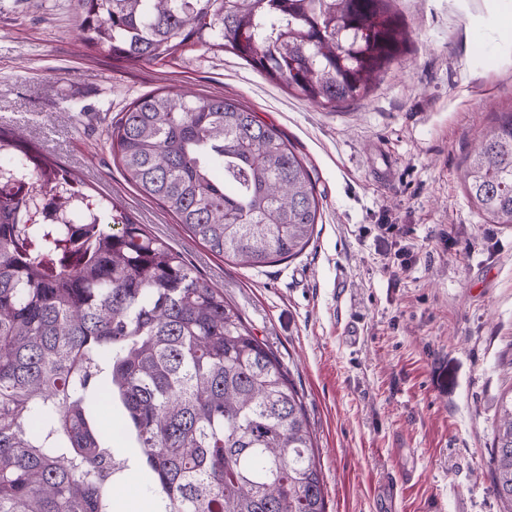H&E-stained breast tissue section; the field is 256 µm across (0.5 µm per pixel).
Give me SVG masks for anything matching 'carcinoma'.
<instances>
[{
    "label": "carcinoma",
    "instance_id": "obj_1",
    "mask_svg": "<svg viewBox=\"0 0 512 512\" xmlns=\"http://www.w3.org/2000/svg\"><path fill=\"white\" fill-rule=\"evenodd\" d=\"M84 44L119 63L192 39L325 108L364 97L404 53L392 0H76ZM125 177L209 250L260 268L301 254L315 182L238 101L170 91L134 101L110 134ZM0 512H112L103 408L117 404L157 512H326L302 397L224 293L118 205L79 191L18 129L0 130ZM60 175L44 224L29 182ZM464 188L512 225V113L469 153ZM92 210L97 224L79 222ZM109 216L115 231L104 229ZM492 491L512 506V396L501 400Z\"/></svg>",
    "mask_w": 512,
    "mask_h": 512
}]
</instances>
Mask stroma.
Here are the masks:
<instances>
[{"label": "stroma", "mask_w": 512, "mask_h": 512, "mask_svg": "<svg viewBox=\"0 0 512 512\" xmlns=\"http://www.w3.org/2000/svg\"><path fill=\"white\" fill-rule=\"evenodd\" d=\"M393 7L409 35L401 60L329 110L208 44L117 63L85 48L74 0H0V127L223 290L303 397L326 512H503L491 453L512 388V226L478 212L462 173L512 112V0ZM157 90L235 99L295 147L321 203L300 255L226 261L125 180L109 132Z\"/></svg>", "instance_id": "1"}]
</instances>
